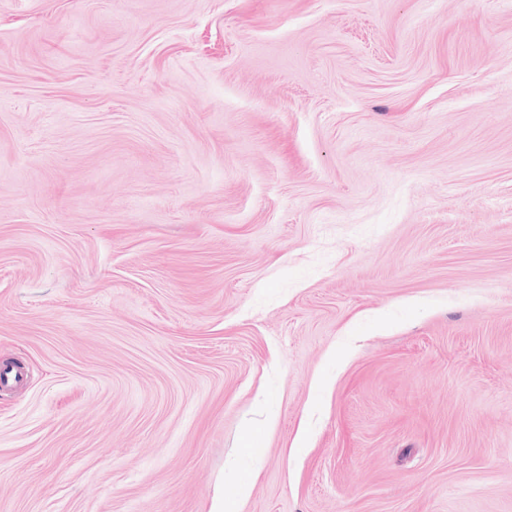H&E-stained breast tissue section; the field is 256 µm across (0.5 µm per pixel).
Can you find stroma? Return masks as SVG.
I'll return each mask as SVG.
<instances>
[{
    "label": "stroma",
    "instance_id": "stroma-1",
    "mask_svg": "<svg viewBox=\"0 0 512 512\" xmlns=\"http://www.w3.org/2000/svg\"><path fill=\"white\" fill-rule=\"evenodd\" d=\"M0 512H512V0H0Z\"/></svg>",
    "mask_w": 512,
    "mask_h": 512
}]
</instances>
